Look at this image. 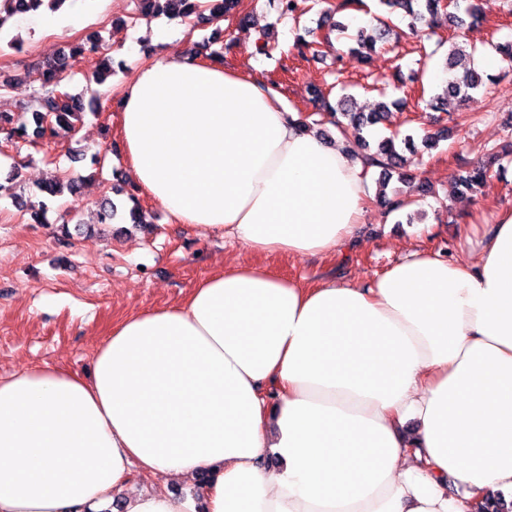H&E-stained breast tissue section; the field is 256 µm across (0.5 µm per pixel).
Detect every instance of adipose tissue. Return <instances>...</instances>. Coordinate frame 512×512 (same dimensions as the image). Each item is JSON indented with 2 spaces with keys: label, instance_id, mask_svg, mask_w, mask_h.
Returning <instances> with one entry per match:
<instances>
[{
  "label": "adipose tissue",
  "instance_id": "adipose-tissue-1",
  "mask_svg": "<svg viewBox=\"0 0 512 512\" xmlns=\"http://www.w3.org/2000/svg\"><path fill=\"white\" fill-rule=\"evenodd\" d=\"M120 100L134 184L257 255L329 256L374 190L274 87L155 30ZM463 263L421 248L369 285L236 259L129 315L91 378L0 377V512H478L512 501V211ZM413 434H405L407 424ZM209 474L202 501L127 490Z\"/></svg>",
  "mask_w": 512,
  "mask_h": 512
}]
</instances>
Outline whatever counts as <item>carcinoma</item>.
Masks as SVG:
<instances>
[{
  "instance_id": "obj_1",
  "label": "carcinoma",
  "mask_w": 512,
  "mask_h": 512,
  "mask_svg": "<svg viewBox=\"0 0 512 512\" xmlns=\"http://www.w3.org/2000/svg\"><path fill=\"white\" fill-rule=\"evenodd\" d=\"M277 10L282 17H291L295 20L302 15L299 0H276ZM390 12H399V18L415 30L419 25L433 27L440 11H447L448 27L461 29L465 26H474L481 21L478 9L474 6L467 11L468 19L448 10L449 4L445 0H379ZM43 0H0V29L8 17L37 10ZM137 11L143 15L166 14L181 18L195 26L204 27L217 23L226 16L234 14L239 6V0H136ZM390 21L384 18L377 19V25L367 30L360 28L357 34L349 36L356 46L351 48L354 55L362 60L369 58L377 43L383 42L389 36ZM476 49L466 51L458 43H451L448 57L445 61V70L448 80L441 88V92L429 97L426 107L432 112L447 111L448 99L459 96L472 99L484 85V73L473 67ZM75 57L95 59L92 78L94 83L101 85L107 75L112 72L111 61L104 56V48L97 41L80 40L68 45V50L62 51L57 60L37 70V82L29 100L20 103L12 112H0V134L8 139H28L32 142L55 135L61 131H76V122L84 112L82 100L62 91L64 72L69 60ZM464 65V71L458 75L454 73L456 66ZM314 102L319 104V110L326 115L325 123L342 131L352 128L355 131L354 148L361 152L363 160L379 171L376 183L377 203L391 213L408 205L403 199L390 198L386 195V185L398 176L402 179L406 174L402 172V157L396 150L395 137H385L378 142L376 150L370 149V143L363 136V131L382 123L389 111L387 102L382 101L372 112H355L348 100L342 98L333 103L320 90H315ZM487 180V172L480 166L464 167L460 169L456 184L466 190L483 185ZM42 191L46 193L45 199L36 204L24 202L22 195L16 192V186L0 184V193L4 192L14 199L19 208L30 214L33 223L44 222L47 210V201L64 192L75 194L78 191V182L75 178H61L59 176L45 183ZM118 216L114 201L106 197L99 204L98 223L111 224Z\"/></svg>"
}]
</instances>
